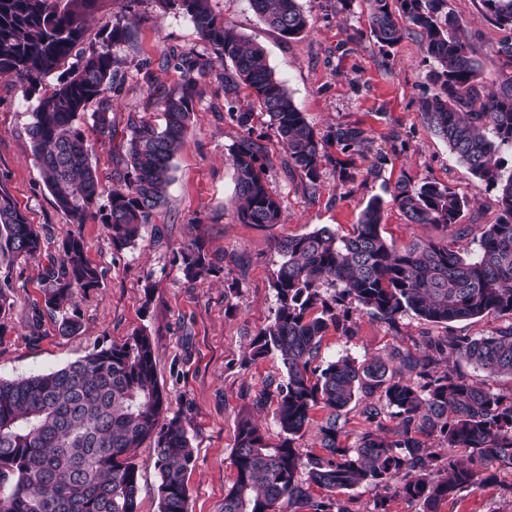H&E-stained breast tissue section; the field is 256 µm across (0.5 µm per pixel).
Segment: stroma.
Instances as JSON below:
<instances>
[{"mask_svg":"<svg viewBox=\"0 0 512 512\" xmlns=\"http://www.w3.org/2000/svg\"><path fill=\"white\" fill-rule=\"evenodd\" d=\"M309 19L307 32L285 39L268 27L248 0H215L228 25L262 46L277 78L318 134L339 125L363 128L369 138L359 151L331 146L317 186L281 166L280 146L267 119L255 117L272 162L266 169L271 191L282 205L280 224L260 228L235 218V176L230 146L242 131L224 110V99L207 91L192 115L187 140L173 159V180L151 224L134 246L115 250L102 224L71 223L55 206L52 192L32 153L27 127L37 104L19 80L0 77V185L5 186L43 239L40 255L18 260L7 270L9 307L0 310V378L18 379L59 369L94 349L123 343L134 333L150 336L159 384L171 412L181 416L194 449L187 474L188 512H224V497L236 480L232 464L242 420L259 421L270 439L278 428L272 408L256 410L253 397L280 382L284 371L276 354L249 362L251 343L271 320L276 306L271 280L281 262L275 240L321 226L351 231L367 201L400 180H436L469 201L460 226L477 228L498 216L497 192L457 161L447 144L425 124L418 100L427 91L430 62L421 38L409 32L397 46L380 52L369 34L367 0H299ZM472 34L481 38L479 59L488 80H498L500 63L489 46L499 31L482 16L480 0H449ZM141 16L137 40L141 57L154 60L159 83L172 87L180 75L157 64L171 47H199L191 21L180 14L159 15L153 0H112L89 24L86 39L125 10ZM91 161L105 188L118 186L120 165L111 142L84 122ZM383 237L394 248L415 239L446 238L433 226L406 223L386 205ZM82 237L89 261L102 271L97 287L77 297L81 330L58 333V318L43 313L38 326L28 319L42 306L46 271L67 234ZM201 238L213 262L201 279L185 278L175 251ZM355 337L336 332L323 338L319 360L347 356L356 361L414 348L420 336H486L506 326V317L489 314L453 323L451 328L403 316L398 327L360 315ZM153 447L134 452L139 467V512H158V476ZM481 487L443 501L439 512H512V469L491 467Z\"/></svg>","mask_w":512,"mask_h":512,"instance_id":"stroma-1","label":"stroma"}]
</instances>
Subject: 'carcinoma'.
<instances>
[{
    "mask_svg": "<svg viewBox=\"0 0 512 512\" xmlns=\"http://www.w3.org/2000/svg\"><path fill=\"white\" fill-rule=\"evenodd\" d=\"M106 2L0 0V75L15 76L31 93L46 75L60 72L32 112L28 135L34 156L56 207L72 224H104L115 249L134 244L160 207L207 77L217 82L224 110L243 131L229 148L241 224L270 227L282 215L265 178L264 136L255 134L253 110L241 105L242 93L268 117L284 167L313 188L327 159L326 145L343 151L365 146L358 126L318 136L264 49L224 23L213 0H155L162 12L187 16L211 51L173 48L163 56L158 65L180 74L171 88L155 81L152 60L136 65L145 107L161 112L163 123L137 111L127 114L118 147L124 185L105 191L78 118L91 112L98 135L114 139L112 94L125 80L128 58L138 52L135 20L127 15L84 46L88 22ZM368 2L370 35L380 51L397 46L410 26L421 36L433 93L420 99L419 110L457 158L497 190L498 217L484 225L473 252L445 239L413 240L397 251L381 235L384 200L375 195L346 236L323 226L276 241V307L251 344L250 360L274 352L285 369V379L253 400L258 410L276 403L279 440L269 442L251 420L240 423L233 455L237 477L224 497V512H280L284 504L292 512H353L336 492L362 485L392 490L408 502L422 500L427 512H437L441 501L489 480L484 467L512 469V397L450 365L464 360L492 376L512 377V323L487 336L425 335L418 349L398 353L391 365L347 356L316 364L329 330L357 335L355 311L391 328L408 313L447 327L490 313L512 319V173L504 175L500 156L512 151V0H481L484 19L502 32L492 45L506 72L497 91L488 87L467 26L448 0ZM250 4L284 38L308 28L298 0ZM389 195L407 223L445 230L459 223L468 206L438 181L403 180ZM41 251L40 234L0 186V267ZM176 258L188 279L211 270L200 241L180 245ZM48 277L45 307L60 314V335L69 336L81 327L72 313L76 293L98 286L102 272L88 261L83 239L70 233ZM325 288L334 294L325 297ZM316 406L327 412L318 432L325 455L305 459L295 442ZM356 407L368 428L346 448L339 442L341 418ZM168 410L152 342L143 333L50 373L0 379V487L9 485L0 492V512H138L139 471L132 451L146 440L154 448L159 512H188L186 475L195 456L180 416L161 421ZM388 416L396 420L392 430L383 425ZM432 440L446 449L444 455L430 450ZM460 448L468 451L464 461L456 454ZM313 486L322 497L311 495Z\"/></svg>",
    "mask_w": 512,
    "mask_h": 512,
    "instance_id": "cac0c4a2",
    "label": "carcinoma"
}]
</instances>
